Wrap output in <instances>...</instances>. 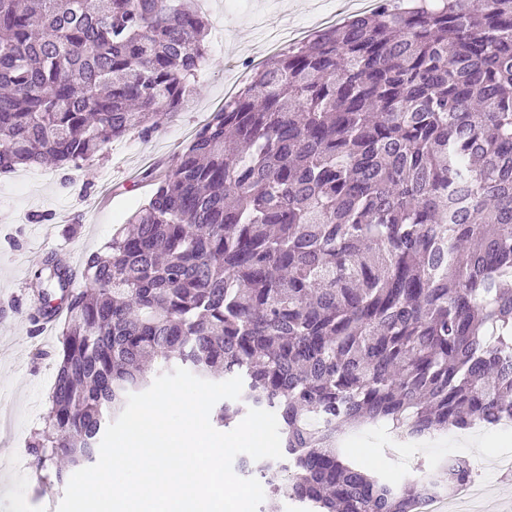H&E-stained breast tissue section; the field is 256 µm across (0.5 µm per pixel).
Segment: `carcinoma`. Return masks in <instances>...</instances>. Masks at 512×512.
<instances>
[{
	"mask_svg": "<svg viewBox=\"0 0 512 512\" xmlns=\"http://www.w3.org/2000/svg\"><path fill=\"white\" fill-rule=\"evenodd\" d=\"M189 0H0V171L76 168L188 105L209 22ZM66 319L46 426L62 484L154 371L243 380L216 411L275 413L304 512H416L340 448L365 423L420 439L512 417V0H375L268 58L170 169ZM37 286L63 289L47 257ZM469 464L448 459L451 491Z\"/></svg>",
	"mask_w": 512,
	"mask_h": 512,
	"instance_id": "carcinoma-1",
	"label": "carcinoma"
}]
</instances>
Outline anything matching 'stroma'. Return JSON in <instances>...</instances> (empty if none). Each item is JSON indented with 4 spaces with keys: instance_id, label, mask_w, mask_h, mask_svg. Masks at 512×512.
Masks as SVG:
<instances>
[{
    "instance_id": "1",
    "label": "stroma",
    "mask_w": 512,
    "mask_h": 512,
    "mask_svg": "<svg viewBox=\"0 0 512 512\" xmlns=\"http://www.w3.org/2000/svg\"><path fill=\"white\" fill-rule=\"evenodd\" d=\"M211 30L198 94L149 137L132 132L112 141L102 156L81 167H18L0 174V512H56L65 488L42 482L28 445L44 425L56 374L57 331L41 332L31 321L44 306L33 274L48 255L82 266L104 249L116 228L149 194L142 181L146 169L168 167L226 98L250 79L255 57L274 55L250 12L265 13L271 24L320 29L319 16L335 10L336 0H250L241 8L233 0H197ZM487 446L477 449L458 440L455 431L431 443L408 446L405 455H387L396 439L378 423L348 431L343 447L381 478L402 480L408 464L444 475V458L494 457L502 443L494 427H474Z\"/></svg>"
}]
</instances>
